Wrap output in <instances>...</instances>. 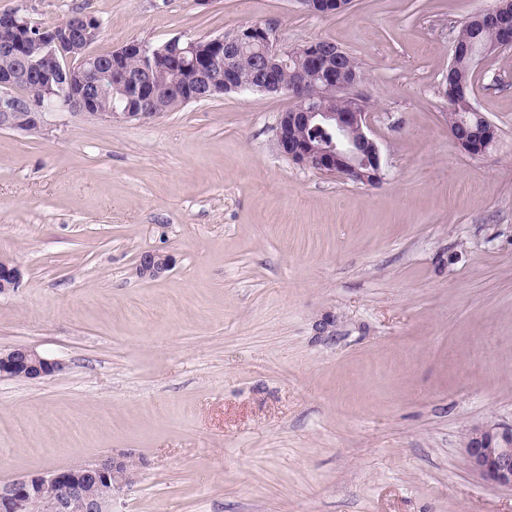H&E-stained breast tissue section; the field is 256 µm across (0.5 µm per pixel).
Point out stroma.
Instances as JSON below:
<instances>
[{
    "mask_svg": "<svg viewBox=\"0 0 512 512\" xmlns=\"http://www.w3.org/2000/svg\"><path fill=\"white\" fill-rule=\"evenodd\" d=\"M489 3L0 0L35 24L96 16L95 53L266 22L334 42L366 75L384 171L366 186L282 156V94L0 129V258L26 272L0 349L63 364L0 378V484L121 450L142 469L114 512H512L462 441L512 422V48L473 76L485 154L458 147L444 95ZM147 252L172 268L140 277Z\"/></svg>",
    "mask_w": 512,
    "mask_h": 512,
    "instance_id": "1",
    "label": "stroma"
}]
</instances>
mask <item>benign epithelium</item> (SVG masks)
Listing matches in <instances>:
<instances>
[{"label": "benign epithelium", "mask_w": 512, "mask_h": 512, "mask_svg": "<svg viewBox=\"0 0 512 512\" xmlns=\"http://www.w3.org/2000/svg\"><path fill=\"white\" fill-rule=\"evenodd\" d=\"M310 13L331 11L333 0H297ZM504 6L475 14L498 26L499 42L488 46L485 52L512 46V21L501 13ZM0 28L14 32L15 37L0 42V57L17 59L19 48L34 37L28 25L16 12L0 13ZM101 22L96 17L75 12L54 28L42 29L36 35L43 52L32 66L0 68V129L26 132L42 126L46 111L64 109L74 116H86L108 122H144L145 114L131 111L135 102L143 108L153 107L160 99L178 95L190 101L209 99L217 94L240 92L244 85L234 77L238 51L257 44L261 55L255 61L256 75L249 89L262 93H282L292 97L295 106L281 113L275 136L280 153L292 162L345 179L376 185L383 179L382 157L377 143L369 135L364 97L356 91L359 81L336 74V61L344 51L329 43L323 49L307 43L290 47L283 43L275 28L268 25L247 24L228 34L213 38L182 39L174 37L166 42L175 55L189 53L205 60L185 71L178 84H158L150 73L162 69L156 50L150 45L134 42L113 53L109 65L104 66L93 57H87L88 67L78 71L67 60L84 54L91 42L99 36ZM140 61L137 69L125 65L129 55ZM302 55L320 70L323 84L305 92L290 90L276 79V71L288 60ZM40 88V93L18 96L15 88L19 80ZM127 101L120 108L100 109V101L112 94ZM334 93L353 102L349 112H319L316 101ZM336 123V144L300 146L288 138V127L314 120ZM171 259L161 253L141 256L137 273L142 278H156L168 271ZM23 279L20 266L0 259V295L17 289ZM63 369V364L37 351L15 346L0 351V377L23 376L28 381L42 380ZM464 447L470 468L495 485L512 490V423L486 422L467 428ZM138 467L130 456L121 453L105 456L88 465H77L57 470L49 475L31 474L8 484L0 485V512H112V502L123 485L112 481L120 469Z\"/></svg>", "instance_id": "1"}]
</instances>
